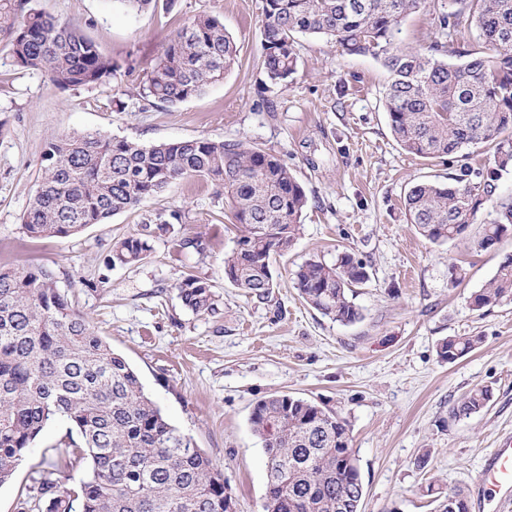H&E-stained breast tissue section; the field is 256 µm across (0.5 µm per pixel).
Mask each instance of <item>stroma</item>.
<instances>
[{
  "instance_id": "1",
  "label": "stroma",
  "mask_w": 512,
  "mask_h": 512,
  "mask_svg": "<svg viewBox=\"0 0 512 512\" xmlns=\"http://www.w3.org/2000/svg\"><path fill=\"white\" fill-rule=\"evenodd\" d=\"M78 27L108 57L144 67L177 28L198 15L224 22L238 59L222 83L176 105L143 107L131 78L59 90L38 71L12 63L0 37V266L52 272L72 306L138 372L166 418L218 466L235 512H262L266 454L250 426L257 401L288 393L336 412L358 459L360 512H435L437 493L475 494L492 448L512 432V303L473 309L472 295L512 257V233L481 248L480 224L443 245L408 224L404 198L419 181H447L461 165L486 169L493 152L472 145L444 159L406 153L384 109L389 74L370 56L342 54L322 36L297 44L291 82L262 96V0H175L135 13L111 0H31ZM123 94L124 111L113 109ZM73 131L143 145L198 137L258 144L288 163L309 197L302 231L277 255L273 302L257 304L224 279L233 232L212 184H171L137 209L65 239H35L22 215L41 175L46 142ZM183 211V223L153 241L133 267H107L114 241L144 219ZM198 237L204 252L180 247ZM351 253L369 279L355 289L362 317L341 324L299 296L293 274L311 257ZM208 278L218 310L196 315L175 290L184 273ZM478 336V347L448 363L442 341ZM487 386L480 412L457 416L469 390ZM69 434L55 420L0 486V512H15L22 488L55 457Z\"/></svg>"
}]
</instances>
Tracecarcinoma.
<instances>
[{
	"instance_id": "carcinoma-1",
	"label": "carcinoma",
	"mask_w": 512,
	"mask_h": 512,
	"mask_svg": "<svg viewBox=\"0 0 512 512\" xmlns=\"http://www.w3.org/2000/svg\"><path fill=\"white\" fill-rule=\"evenodd\" d=\"M427 1L440 40L420 49L396 46L402 19ZM28 3L0 0V36L8 40L15 66L44 73L60 90L92 88L124 75L133 77L142 100L175 105L222 81L238 56L224 23L199 15L138 71ZM473 32L493 54L467 49ZM312 34L346 54L381 61L390 74L388 124L407 153L443 159L470 145L494 150L491 168L465 166L446 183L422 181L410 188L405 214L422 237L444 244L483 223V247L512 227V195L497 194L502 173L512 170V0H263L264 91L288 86L297 70V39ZM443 38L457 44L463 62H448ZM190 178L217 188L224 215L237 230L234 247L224 254V279L252 300L270 302L278 287L273 256L294 244L309 197L277 154L240 140L199 137L145 146L98 133L53 137L22 226L34 238H68ZM492 198L495 218L485 223L482 209ZM183 217L173 210L148 220L113 244L107 266L143 261L157 232H169ZM368 279L364 264L349 253L331 264L311 258L294 273L306 304L342 324L359 319L353 288ZM175 289L192 313H216L208 280L187 274ZM504 302H512V258L471 297L477 309ZM479 343L478 336L448 339L439 356L453 362ZM491 398L489 388H474L456 414L477 413ZM59 418L79 440L65 442L51 469L32 477L16 512H228L233 504L224 473L166 419L137 372L72 307L53 274L42 267L0 268V485L13 479L32 443ZM250 423L267 456L263 512H360L359 469L342 459L347 425L341 417L315 402L273 394L257 402ZM85 463L88 473L78 484H60L57 470ZM467 504L464 491L455 489L438 512H467Z\"/></svg>"
}]
</instances>
